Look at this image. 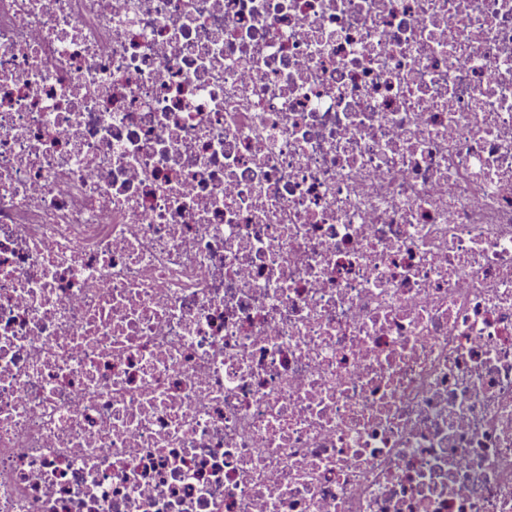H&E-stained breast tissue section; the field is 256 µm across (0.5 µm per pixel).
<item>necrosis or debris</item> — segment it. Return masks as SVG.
<instances>
[{
  "label": "necrosis or debris",
  "mask_w": 512,
  "mask_h": 512,
  "mask_svg": "<svg viewBox=\"0 0 512 512\" xmlns=\"http://www.w3.org/2000/svg\"><path fill=\"white\" fill-rule=\"evenodd\" d=\"M0 512H512V0H0Z\"/></svg>",
  "instance_id": "1"
}]
</instances>
